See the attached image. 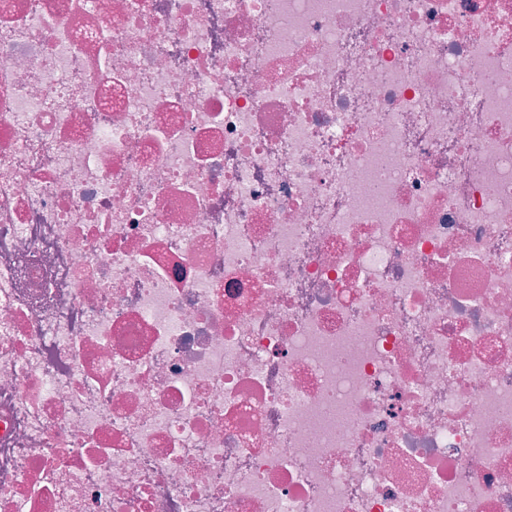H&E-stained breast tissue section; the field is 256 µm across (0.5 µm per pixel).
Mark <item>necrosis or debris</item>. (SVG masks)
<instances>
[{"instance_id": "necrosis-or-debris-1", "label": "necrosis or debris", "mask_w": 512, "mask_h": 512, "mask_svg": "<svg viewBox=\"0 0 512 512\" xmlns=\"http://www.w3.org/2000/svg\"><path fill=\"white\" fill-rule=\"evenodd\" d=\"M0 512H512V0H0Z\"/></svg>"}]
</instances>
